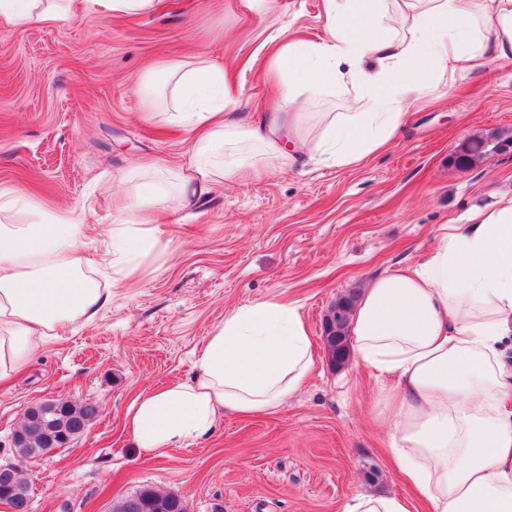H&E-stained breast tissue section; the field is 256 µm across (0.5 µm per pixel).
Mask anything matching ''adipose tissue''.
<instances>
[{
  "instance_id": "ef3b65f1",
  "label": "adipose tissue",
  "mask_w": 512,
  "mask_h": 512,
  "mask_svg": "<svg viewBox=\"0 0 512 512\" xmlns=\"http://www.w3.org/2000/svg\"><path fill=\"white\" fill-rule=\"evenodd\" d=\"M157 2L0 0V26L145 12ZM488 53L512 59V0H328L327 38L283 40L269 67L274 98L246 117L235 113L239 90L220 65L166 66L168 121L197 134L180 189L189 198L217 178L250 176L244 143L284 160L288 138L310 157L358 164L395 136L406 101ZM349 83L366 89L363 111L323 113L316 136L300 135L297 113L282 110ZM215 147L217 170L206 162ZM84 249L74 217L0 224V379L109 302L85 272L93 260ZM348 334L359 363L396 378L384 404L390 449L431 512H512V195L470 223L443 225L422 262L372 280ZM315 361L296 307L277 298L242 306L206 337L193 376L141 395L126 428L149 453L191 445L224 413L281 406Z\"/></svg>"
}]
</instances>
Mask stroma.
I'll list each match as a JSON object with an SVG mask.
<instances>
[{
	"label": "stroma",
	"mask_w": 512,
	"mask_h": 512,
	"mask_svg": "<svg viewBox=\"0 0 512 512\" xmlns=\"http://www.w3.org/2000/svg\"><path fill=\"white\" fill-rule=\"evenodd\" d=\"M326 0H160L155 11L89 14L58 25L0 27V195H22L12 224L78 215L93 275L111 288L93 322L74 324L0 382V463L27 407L48 398L99 403L102 413L70 448L24 466L32 512H112L150 485L181 495L188 512H344L362 492L409 495L376 415L393 383L355 357L332 363L323 318L345 294L419 262L444 224L512 193V148L488 149L473 167L458 147L512 139V60L484 55L427 97L383 151L338 167L267 159L258 176L220 181L183 200L172 176L194 146L166 121L168 89L156 63L206 60L230 67L240 111L268 91L284 36L327 35ZM362 89H333L304 105L302 133L320 112H345ZM156 195L159 211L133 272L112 286L107 228L135 223L120 191ZM268 298L297 306L316 352L305 385L279 408L225 415L202 441L145 453L126 429L137 395L193 373L195 353L225 313Z\"/></svg>",
	"instance_id": "35a3bbf8"
}]
</instances>
